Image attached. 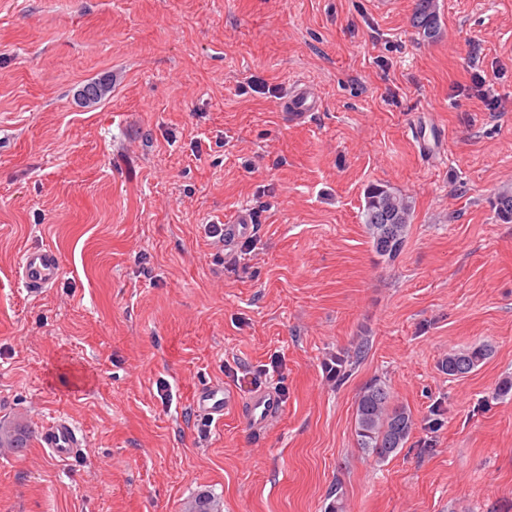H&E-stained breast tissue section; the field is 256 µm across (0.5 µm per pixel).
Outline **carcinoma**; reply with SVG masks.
<instances>
[{"instance_id":"obj_1","label":"carcinoma","mask_w":512,"mask_h":512,"mask_svg":"<svg viewBox=\"0 0 512 512\" xmlns=\"http://www.w3.org/2000/svg\"><path fill=\"white\" fill-rule=\"evenodd\" d=\"M412 25L422 37L434 40L440 33L435 0H416ZM110 91V84L94 79L84 84L81 96L92 103L99 102ZM498 219L512 223V191H502L494 200ZM412 219L409 198L380 184L371 185L365 194L364 224L375 253L389 260L402 250ZM368 341H360L354 351L336 358V380H344L351 366L364 359ZM491 355L487 344L475 345L452 352L441 367L448 376L459 379L470 374ZM414 428V419L406 407L394 402L386 382L375 379L366 384L356 400L354 433L359 448L382 462L404 447ZM31 432L19 425L12 430H0V447L23 448ZM188 512H218L215 500L207 492L199 493Z\"/></svg>"}]
</instances>
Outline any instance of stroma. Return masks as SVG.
Here are the masks:
<instances>
[{
	"label": "stroma",
	"mask_w": 512,
	"mask_h": 512,
	"mask_svg": "<svg viewBox=\"0 0 512 512\" xmlns=\"http://www.w3.org/2000/svg\"><path fill=\"white\" fill-rule=\"evenodd\" d=\"M414 8L0 0V425L34 433L0 449V512H185L204 490L221 512H327L337 488L345 512H512V223L493 208L512 189V0H438L434 42ZM297 79L322 104L301 121L280 108ZM423 115L447 137L432 163ZM372 184L413 205L391 261L364 224ZM241 207L251 240L206 236ZM42 245L65 274L31 296L15 268ZM479 344L467 377L443 372ZM374 379L415 419L383 462L354 434ZM215 380L240 402L205 434L191 401ZM267 386L284 410L257 432L244 402ZM60 415L87 439L71 462L37 438ZM412 138L415 141L417 150L421 156L427 159H435L444 154L447 147L445 137L439 133H434L433 130L424 124H418L410 128ZM368 349V341L361 340L356 345L351 355L347 354V356H343V358L336 357V380L343 381L351 371V366L364 359ZM490 355L491 348L489 345H475L449 353L448 357L442 361L441 367L453 379L464 378L488 359Z\"/></svg>",
	"instance_id": "35a3bbf8"
}]
</instances>
